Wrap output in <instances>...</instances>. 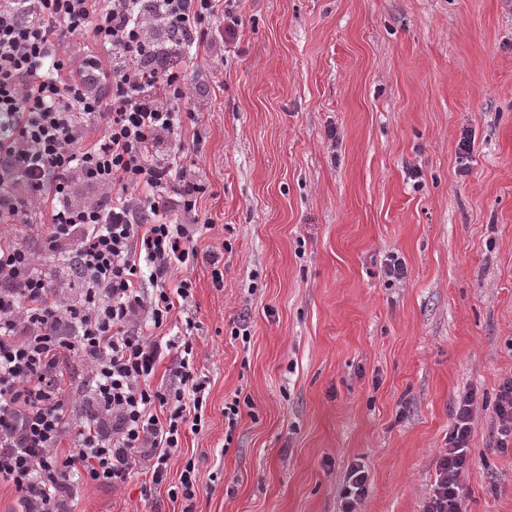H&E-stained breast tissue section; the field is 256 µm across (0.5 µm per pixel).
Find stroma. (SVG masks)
<instances>
[{
	"label": "stroma",
	"instance_id": "35a3bbf8",
	"mask_svg": "<svg viewBox=\"0 0 512 512\" xmlns=\"http://www.w3.org/2000/svg\"><path fill=\"white\" fill-rule=\"evenodd\" d=\"M238 15L233 41L180 62L203 91L205 140L183 164L212 226L172 273L194 291L165 331L199 324L205 426L163 486L90 482L75 512H182L168 489L189 461L193 512H341L355 463L361 512H423L468 391L463 512H512L494 413L512 377V0H239ZM366 483L364 467L357 463L352 464L341 491L342 512H358L357 508L368 492Z\"/></svg>",
	"mask_w": 512,
	"mask_h": 512
}]
</instances>
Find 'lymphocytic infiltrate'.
<instances>
[{
    "mask_svg": "<svg viewBox=\"0 0 512 512\" xmlns=\"http://www.w3.org/2000/svg\"><path fill=\"white\" fill-rule=\"evenodd\" d=\"M238 0H0V480L21 512H74L87 482L132 474L161 485L182 435L202 431L209 380L182 350L166 386L151 377L171 340L158 336L193 282H171L197 258L204 184L181 160L190 108L186 72L163 67L184 41L234 37ZM93 44L72 51L74 40ZM104 188L77 204L71 185ZM74 264L81 293L61 295L25 244ZM89 363L74 413L69 355ZM474 393L452 411L424 512H461Z\"/></svg>",
    "mask_w": 512,
    "mask_h": 512,
    "instance_id": "f902f5d3",
    "label": "lymphocytic infiltrate"
}]
</instances>
